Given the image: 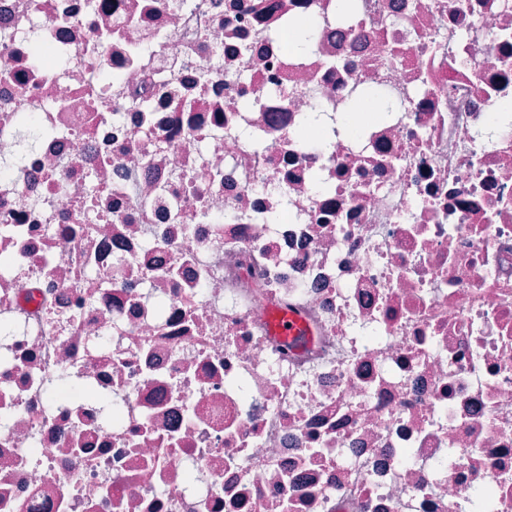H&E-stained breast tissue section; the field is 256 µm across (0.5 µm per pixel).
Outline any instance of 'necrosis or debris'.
<instances>
[{"instance_id": "1", "label": "necrosis or debris", "mask_w": 512, "mask_h": 512, "mask_svg": "<svg viewBox=\"0 0 512 512\" xmlns=\"http://www.w3.org/2000/svg\"><path fill=\"white\" fill-rule=\"evenodd\" d=\"M506 98L505 0H0V512H512ZM315 35V23L309 20L295 23L291 29H287L285 41L295 55L303 56L311 51ZM274 331L276 336H280L284 341L290 343L301 342L307 336L300 322L290 313H282L276 317Z\"/></svg>"}]
</instances>
